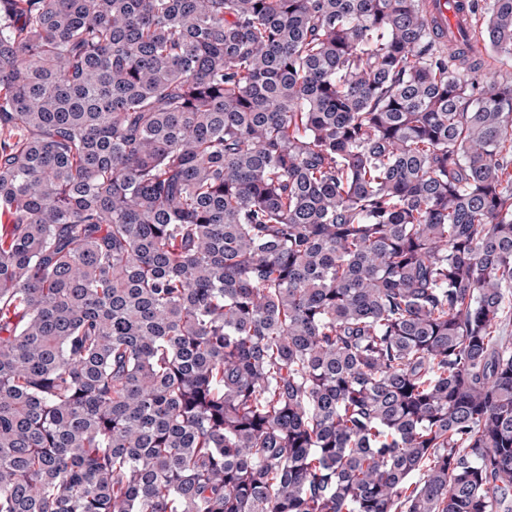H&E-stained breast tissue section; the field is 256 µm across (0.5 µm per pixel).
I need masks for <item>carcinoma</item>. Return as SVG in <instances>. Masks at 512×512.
Masks as SVG:
<instances>
[{
	"label": "carcinoma",
	"instance_id": "cac0c4a2",
	"mask_svg": "<svg viewBox=\"0 0 512 512\" xmlns=\"http://www.w3.org/2000/svg\"><path fill=\"white\" fill-rule=\"evenodd\" d=\"M0 0V512H512V0Z\"/></svg>",
	"mask_w": 512,
	"mask_h": 512
}]
</instances>
